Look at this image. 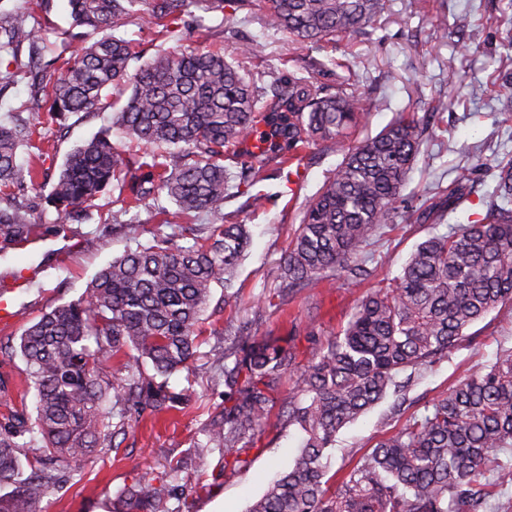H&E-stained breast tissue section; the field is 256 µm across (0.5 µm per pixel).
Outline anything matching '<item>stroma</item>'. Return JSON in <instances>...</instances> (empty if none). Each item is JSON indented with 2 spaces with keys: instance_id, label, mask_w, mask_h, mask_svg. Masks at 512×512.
I'll list each match as a JSON object with an SVG mask.
<instances>
[{
  "instance_id": "1",
  "label": "stroma",
  "mask_w": 512,
  "mask_h": 512,
  "mask_svg": "<svg viewBox=\"0 0 512 512\" xmlns=\"http://www.w3.org/2000/svg\"><path fill=\"white\" fill-rule=\"evenodd\" d=\"M0 7L43 28L47 58L58 55L56 35L72 22L68 0H0ZM503 8V0H388L387 19L380 27L311 51L270 29L259 0H233L221 12L204 11L200 0H190L170 43L223 51L227 61L250 76H263L266 86L259 95L265 99L271 96L270 83L292 75L311 78L331 93L345 78L354 77L357 94L371 104L359 131L363 137L403 115L423 120L429 134L409 174L404 199L419 203L429 188L450 186L460 167L478 168L474 194L448 219L456 225L482 213L479 196L493 186L490 168L498 154L512 152V120L503 117L512 77L499 63L504 45L512 42V26L505 23ZM464 14L470 25L462 39L444 35L443 27ZM255 44L259 52L244 55V48ZM112 113L105 107L72 117L62 130L44 126L34 147L19 150L22 163L37 164L46 176L16 187L10 198L11 205L32 212V233L22 240L0 235V290L14 314L10 324H0L2 346L16 345L23 329L50 308L84 296L101 268L151 240L161 220L150 204L126 210L114 191L100 196L94 208L67 216L47 202L66 155L107 127ZM341 159L339 147L313 146L302 178L291 181L271 159L264 166V181L240 186L225 197V223L247 225L252 239L237 269L236 298L225 300L222 287L212 290L201 325V351L248 324L257 335L289 338L299 362H306L320 342L347 325L358 299L397 274L414 245L433 231L428 223L404 224L388 232L375 245L385 254V263L362 283L339 282L275 297L274 268L302 220V207ZM257 194L262 197L258 204L253 201ZM267 292L273 295L271 302L260 304ZM469 332L470 340L448 358L415 375L405 395L389 394L338 433L330 472L346 474L427 401L494 359L500 349L512 348V308L490 314ZM24 379V362L0 355V414L9 407L33 411L34 394ZM169 385L191 393L189 407L143 420L119 448L99 453L61 492L48 493L37 512H112L113 502L142 476L160 475L176 461L183 464L178 483L194 491L191 512H245L276 473L292 464L301 434L275 409L244 453L247 466L220 473L217 454L199 458L193 445L223 402V377L215 372L191 377L181 371L170 376Z\"/></svg>"
}]
</instances>
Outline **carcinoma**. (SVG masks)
I'll list each match as a JSON object with an SVG mask.
<instances>
[{
  "label": "carcinoma",
  "instance_id": "obj_1",
  "mask_svg": "<svg viewBox=\"0 0 512 512\" xmlns=\"http://www.w3.org/2000/svg\"><path fill=\"white\" fill-rule=\"evenodd\" d=\"M139 0H68L73 25L99 38L52 71L43 91L47 110L0 124V191L34 182L38 171L17 161V151L51 122L59 126L99 108L118 86L131 93L113 125L120 137L163 149L124 160L108 133L96 135L66 157L52 185L57 211L88 210L102 193L116 189L136 208L166 197L167 215L221 219L232 173L224 152L247 141L246 179H263L270 154L281 165L302 162L319 143L354 139L319 191L309 198L302 223L277 263L278 296L338 281L354 284L371 275L366 259L383 230L402 223L439 224L468 200L474 169L463 167L439 200L402 207L408 173L419 154L424 128L400 118L373 137L354 134L367 103L342 82L329 93L288 79L273 86L265 111L240 69L209 49H160L129 72L131 46L115 34ZM187 0H153L142 22L164 39ZM386 0H267L266 24L303 44L318 45L374 25ZM40 28L0 8V83L20 73L43 72L34 48ZM33 52L18 60L17 48ZM494 186L482 199L484 214L470 224L434 232L415 245L400 272L358 304L337 336L321 344L304 364L293 345L260 338L243 326L230 345L198 351L197 327L211 290L234 298L235 269L250 244L244 224L215 223L191 246L179 235L152 234L102 268L86 296L43 313L27 326L13 353L26 364L35 391V418L17 410L0 416V512H36V503L62 490L74 473L145 415L176 410L182 394L169 389L176 372L224 376V401L203 428L200 451L218 452L221 471L244 466L247 444L269 411L282 402V416L305 434L293 467L281 474L245 512H489L512 488V350L458 381L380 440L337 488L326 459L341 428L398 394L412 374L448 357L469 339L466 330L491 312L512 306V154L496 160ZM31 214L0 207V234L23 239ZM120 377L105 375L117 354ZM152 366L153 373L146 371ZM296 372L292 391L281 395L285 372ZM405 380H399L401 375ZM121 406L117 423L104 410ZM177 501L172 511L168 503ZM113 512H189L187 495L170 475L142 477L112 505Z\"/></svg>",
  "mask_w": 512,
  "mask_h": 512
}]
</instances>
